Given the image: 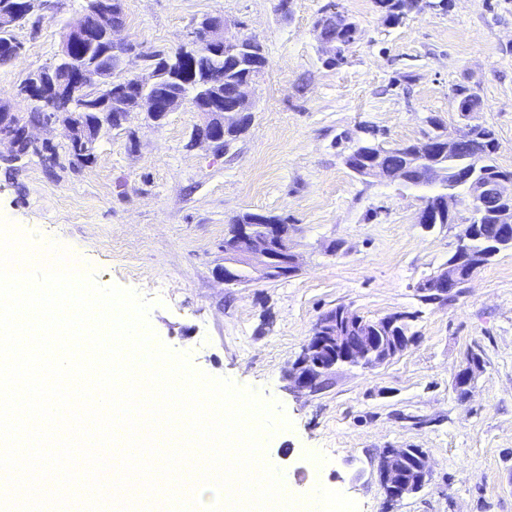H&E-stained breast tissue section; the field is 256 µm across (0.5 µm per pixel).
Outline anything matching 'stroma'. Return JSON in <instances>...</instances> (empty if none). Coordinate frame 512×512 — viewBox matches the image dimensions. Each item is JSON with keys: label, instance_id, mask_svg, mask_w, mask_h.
Instances as JSON below:
<instances>
[{"label": "stroma", "instance_id": "35a3bbf8", "mask_svg": "<svg viewBox=\"0 0 512 512\" xmlns=\"http://www.w3.org/2000/svg\"><path fill=\"white\" fill-rule=\"evenodd\" d=\"M84 0H37L15 30L22 49L0 64V104L19 103L33 70L55 62ZM356 21L347 61H321L314 26L328 6ZM120 39L133 50L114 79L148 76L149 55L187 45L197 23L223 16L256 37L267 67L251 89L253 119L230 149L191 145L202 117L191 106L161 125L130 113L72 164L64 130L34 129L54 159L9 157L0 145V220L75 253L84 273L151 302L155 344L187 354L198 372L275 402L289 427L263 435L264 458L296 496L328 486L354 512H512V249L448 303L418 284L445 263L460 231L424 227L429 187L363 179L345 159L359 140L422 139L428 117L459 134L457 87L473 89L479 119L512 169V0H450L399 24L376 0H123ZM245 212L292 224L301 271L274 281L224 284V239ZM343 304L376 320L412 317L413 343L372 369L343 366L312 394L289 390L288 367L318 319ZM484 370L467 399L453 387L469 353ZM427 452L425 488L388 502L374 458L383 448ZM324 465L308 471L309 449Z\"/></svg>", "mask_w": 512, "mask_h": 512}]
</instances>
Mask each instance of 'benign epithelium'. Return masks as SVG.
I'll return each instance as SVG.
<instances>
[{
  "label": "benign epithelium",
  "mask_w": 512,
  "mask_h": 512,
  "mask_svg": "<svg viewBox=\"0 0 512 512\" xmlns=\"http://www.w3.org/2000/svg\"><path fill=\"white\" fill-rule=\"evenodd\" d=\"M34 8L35 0H29V9L23 14L1 10L0 30H15L31 18ZM90 14L93 15L94 28L102 31L111 43L112 54L116 59H122L123 55L131 51L129 44L115 39L116 32L125 26L121 0H87L82 17L68 26L63 34L57 66L67 64L75 47L90 38L91 28L87 23ZM321 23H336L340 29L353 36L358 33L357 23L342 14H326ZM223 45H238L253 52L258 40L232 34L227 21L214 17L206 20L196 30L192 41L183 48L181 54L169 58L166 66L153 70L149 80L135 76L114 81L94 70L82 69L73 80L64 83L47 78V73L43 71H32L23 82L21 96L40 111V118L24 122L23 134L33 146L35 140L30 138L29 129L58 123L65 130L67 143L75 146L77 154L83 158L93 157L95 143L85 139L79 127L67 120L69 113L64 111L62 104L79 94L109 85L117 95L137 92V108L144 110L147 117L156 123L181 106L191 105L204 116L203 124L194 129L192 140H203L213 150L221 152L224 150V129L229 126L245 127L251 120L250 83L242 82L236 86L235 102L231 106L205 94L163 101L156 94V89L163 75L172 78L181 75L184 64L197 48H219ZM320 47L325 66L333 68L342 62L345 50L340 44L322 41ZM478 111L479 107L473 105L471 100L459 101L458 116L465 124V132L461 135L429 134L423 139V147L414 155L415 163L428 169L429 181L438 187L434 194L435 202L439 203L440 209L447 210L448 223L455 224L458 221L460 196L453 188L443 185L439 171L430 158L431 145H440L443 152L448 154V160L460 163L468 186L470 218L462 225L455 251L448 257V261L419 284V292L426 295L437 297L455 291L457 286L464 285L487 265L503 247L512 246V176L495 175L482 169V151L476 144L480 126L475 117ZM486 213L495 218L505 239L493 241L487 249L476 252L472 248L476 228L474 222ZM243 269L248 272L250 280H280L296 275L299 271L298 257L293 251L289 227L266 224L262 233L258 234L250 224L236 225L232 239L224 245V282H242L238 272ZM406 321V315L395 312L372 323L362 319L346 305L331 309L316 322L300 356L288 371L291 389L311 392L341 365L371 369L395 358L413 341L408 332L401 330ZM482 369L483 360L480 356L475 353L467 356L465 365L454 377V389L459 397L469 395ZM376 473L387 498L398 502L425 487L430 477L429 458L420 448H384L378 456Z\"/></svg>",
  "instance_id": "1"
}]
</instances>
